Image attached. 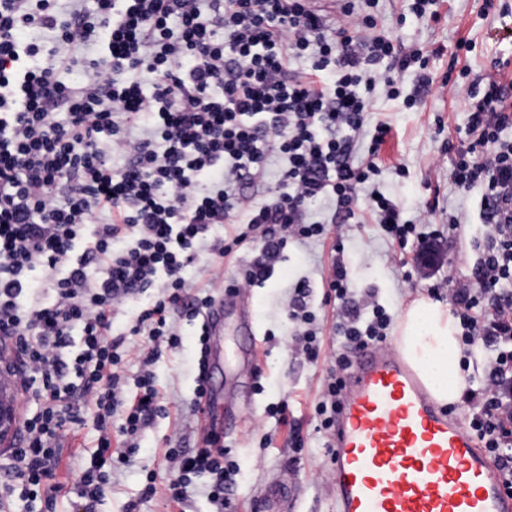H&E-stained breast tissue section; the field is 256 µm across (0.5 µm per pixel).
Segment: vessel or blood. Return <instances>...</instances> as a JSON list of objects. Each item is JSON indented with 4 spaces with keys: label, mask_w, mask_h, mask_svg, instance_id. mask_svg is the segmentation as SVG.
<instances>
[{
    "label": "vessel or blood",
    "mask_w": 512,
    "mask_h": 512,
    "mask_svg": "<svg viewBox=\"0 0 512 512\" xmlns=\"http://www.w3.org/2000/svg\"><path fill=\"white\" fill-rule=\"evenodd\" d=\"M218 354L224 309L205 315ZM336 512H512L474 433L439 407L397 345L360 352L329 459Z\"/></svg>",
    "instance_id": "b4317fda"
}]
</instances>
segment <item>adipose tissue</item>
<instances>
[{
	"label": "adipose tissue",
	"instance_id": "adipose-tissue-1",
	"mask_svg": "<svg viewBox=\"0 0 512 512\" xmlns=\"http://www.w3.org/2000/svg\"><path fill=\"white\" fill-rule=\"evenodd\" d=\"M395 341L423 374L432 396L443 405L460 400L465 386L455 367L460 353L456 322L449 310L414 301L402 316Z\"/></svg>",
	"mask_w": 512,
	"mask_h": 512
}]
</instances>
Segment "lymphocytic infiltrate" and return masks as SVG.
Instances as JSON below:
<instances>
[{
  "mask_svg": "<svg viewBox=\"0 0 512 512\" xmlns=\"http://www.w3.org/2000/svg\"><path fill=\"white\" fill-rule=\"evenodd\" d=\"M340 11L362 28L351 35L329 25L308 0H0V339L22 360L26 408L10 448L0 452V495L53 507L71 491L77 512H95L114 469L128 465L136 438L162 412L150 370L163 349L178 348L184 326L197 325L210 296L192 293L183 271L211 255L213 269L244 244L257 255L240 282L264 284L289 241L327 237L308 206L328 197L333 217L355 216L359 188L378 175V151L391 132L375 124L368 157L354 158L370 95L384 85L400 95L399 77L428 58L380 33L371 10ZM310 59L307 71L292 69ZM86 78L70 79L75 69ZM453 183L480 189V238L471 284L454 289L461 329V371L486 356L479 388L466 389L469 428L494 459L512 493V90L488 79L469 104L454 145ZM284 164L269 200L246 192L261 182L272 157ZM372 221L406 246L442 241L404 218L398 202L370 193ZM248 219L230 238L213 240L216 224ZM130 332L148 337L135 392L124 376V337L112 322L125 303L149 289ZM336 301L346 352L328 372L316 407L331 434L348 353L387 342L392 317L382 305L361 314L350 268L336 259L326 279ZM308 285L298 281L289 320L306 329L294 350L318 361L321 341L310 325ZM80 346H73L72 335ZM99 433L90 462L71 486L58 477L64 442L76 425ZM176 472L164 483L148 475L144 497L180 503L199 476L210 500L230 505L237 468L219 438L203 448L167 451Z\"/></svg>",
  "mask_w": 512,
  "mask_h": 512,
  "instance_id": "f902f5d3",
  "label": "lymphocytic infiltrate"
}]
</instances>
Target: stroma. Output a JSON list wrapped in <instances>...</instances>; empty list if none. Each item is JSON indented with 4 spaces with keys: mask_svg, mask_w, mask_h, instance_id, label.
<instances>
[{
    "mask_svg": "<svg viewBox=\"0 0 512 512\" xmlns=\"http://www.w3.org/2000/svg\"><path fill=\"white\" fill-rule=\"evenodd\" d=\"M409 0H380L379 23L405 48L429 54L433 82L419 87L416 70L400 77L401 95L392 99L376 89L367 126L391 124L392 134L381 151L379 189L399 200L405 218H412L426 203H436L430 222L448 227V213L462 210L466 224L452 233L441 257L423 275L405 280L417 265L414 246L399 248L380 236L376 225L365 222L366 195H359L356 221L340 231L344 256L350 264L353 299L359 307L375 301L393 318H400L417 298L427 297L431 285L468 283L473 256L470 242L479 236L478 191L461 192L452 184V155L446 146L457 139L468 122L467 104L476 79L491 75L495 60H505L503 79H512V0H439L437 20L423 21L408 10ZM333 239L309 244L289 242L284 256L263 286L247 289L254 334L241 327L235 311L224 319L223 355L211 368L208 385L224 400L230 422L224 446L239 466L232 495L233 512H266L265 500L272 481L283 472L292 475L291 512H334L324 450L318 433L316 406L321 399L330 360L343 344L336 334L338 311L325 302L323 284L334 257ZM256 254L240 249L225 259L223 282L242 278ZM186 278L197 291L220 296L223 282L212 280L207 262L187 268ZM310 286L309 307L324 339L318 362H309L291 350L293 328L283 309L298 280ZM201 345L186 333L179 348L163 352L153 365L158 389L167 407L140 434L133 461L112 477V488L96 512H125L137 502L138 512H216L205 490V480L179 505L156 497L141 500L148 473L167 478L173 470L167 449L195 451L202 447L208 426L193 412ZM287 402L288 422L279 424L266 414L269 406Z\"/></svg>",
    "mask_w": 512,
    "mask_h": 512,
    "instance_id": "35a3bbf8",
    "label": "stroma"
}]
</instances>
